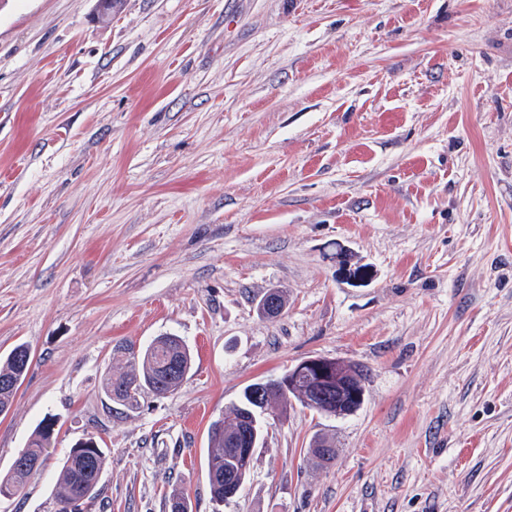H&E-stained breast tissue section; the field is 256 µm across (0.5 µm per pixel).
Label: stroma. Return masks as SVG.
I'll use <instances>...</instances> for the list:
<instances>
[{"mask_svg": "<svg viewBox=\"0 0 512 512\" xmlns=\"http://www.w3.org/2000/svg\"><path fill=\"white\" fill-rule=\"evenodd\" d=\"M272 288L288 304L257 311ZM179 336L171 396L111 412L121 343ZM0 512H48L78 441L86 512H212L208 430L308 357L364 375L349 416L270 408L224 512H512V0L0 5ZM336 444L325 464L308 448ZM16 370V362L13 356H8L6 359L0 358V405L1 407L8 405L10 406L13 403L15 394L17 392V388L12 387L11 385H3L2 379L7 377H12L15 374ZM12 387V388H11ZM51 438L52 436L47 430V426L40 424L32 435V439L27 441L25 448L19 451L8 472L3 477H0V486L2 483H7L14 488L22 490L32 477L28 462L42 459L45 448L50 446ZM30 465L33 471H35L40 465V460Z\"/></svg>", "mask_w": 512, "mask_h": 512, "instance_id": "1", "label": "stroma"}]
</instances>
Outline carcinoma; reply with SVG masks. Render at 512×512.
Returning <instances> with one entry per match:
<instances>
[{
	"instance_id": "cac0c4a2",
	"label": "carcinoma",
	"mask_w": 512,
	"mask_h": 512,
	"mask_svg": "<svg viewBox=\"0 0 512 512\" xmlns=\"http://www.w3.org/2000/svg\"><path fill=\"white\" fill-rule=\"evenodd\" d=\"M123 357L122 372L118 377H105L101 384L104 395L118 393L113 402L127 411L139 407V398L150 392L159 397L173 394L192 367V353L188 345L168 335L156 337L149 345L140 349L139 355L133 354L131 346L119 347ZM181 368V376L166 377L172 364ZM314 382V378L301 375L294 380L288 393L278 389L271 390L270 399L287 405L295 400L305 404V396ZM251 404L248 391H243L239 403L233 405L229 414L211 424L209 448L207 454V476L211 500L218 506L229 502L224 490V476L231 474L239 485H244L254 466V457H247L241 451L228 446V434L237 431L243 418V409ZM51 434L47 426L41 425L27 441L25 448L18 453L8 472L0 477V484L7 483L19 490L23 489L32 477L29 463L42 458L45 448L50 446ZM311 453L323 462H330L336 456V448L323 438L314 440ZM106 457L102 448H70L61 464L58 475L59 491L53 502V512H63L71 500L83 498L90 502L99 495L98 481L94 474L103 471Z\"/></svg>"
}]
</instances>
